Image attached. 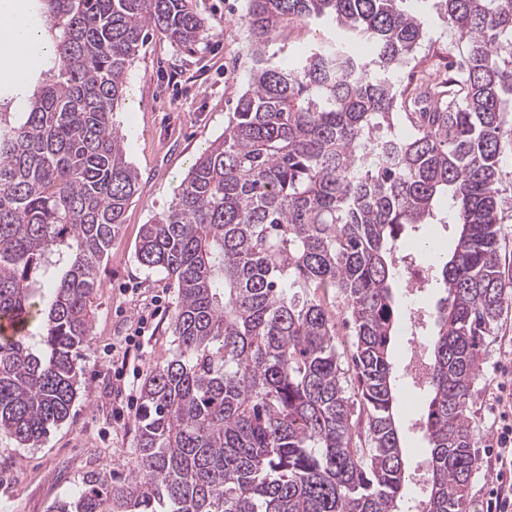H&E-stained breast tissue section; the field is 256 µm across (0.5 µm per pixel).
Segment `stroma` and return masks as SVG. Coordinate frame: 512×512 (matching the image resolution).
<instances>
[{
  "mask_svg": "<svg viewBox=\"0 0 512 512\" xmlns=\"http://www.w3.org/2000/svg\"><path fill=\"white\" fill-rule=\"evenodd\" d=\"M209 27L200 49L186 52L165 38L150 36L133 62L127 92L114 112L126 132L127 157L139 174V190L130 200L124 221L100 264V288L91 298V341L81 348V389L67 421L54 427L36 446L23 448L0 435V512H49L60 498L74 492L82 476L106 470L114 482L129 475L128 458L136 442L140 392L116 389L112 352L128 336L143 329L140 373L165 359L172 347L171 318L177 290L165 274L147 270L135 247L143 224L166 209L199 154L219 137L232 119L239 97L248 88L254 65L252 42L243 21L245 0H194ZM324 24H289L284 38L275 39L268 53L294 57L330 37ZM409 239L425 243L416 261L429 268L453 251L456 227L422 224ZM401 320L393 346V370L410 404L401 405L403 444L410 475L408 497H415L416 476L427 440L417 421L426 407L423 386H412L405 374L410 353L409 318L420 313L423 339L435 332V308L444 297L441 283L429 282L415 296L403 294L396 280ZM479 380L470 401L475 451L481 459L469 490L470 512H485L493 470L484 457L494 436L497 410L491 397L497 387L512 391V306L504 308L487 338Z\"/></svg>",
  "mask_w": 512,
  "mask_h": 512,
  "instance_id": "1",
  "label": "stroma"
}]
</instances>
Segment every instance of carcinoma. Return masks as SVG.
<instances>
[{
  "label": "carcinoma",
  "mask_w": 512,
  "mask_h": 512,
  "mask_svg": "<svg viewBox=\"0 0 512 512\" xmlns=\"http://www.w3.org/2000/svg\"><path fill=\"white\" fill-rule=\"evenodd\" d=\"M257 65L235 118L194 162L136 257L177 288L175 347L141 387L131 478L94 472L51 512H401L405 448L392 378V288L406 231L457 238L434 268L419 419L429 448L417 512H469L479 468L469 400L512 304L499 264L512 220V0H434L459 47L439 82L410 0H245ZM54 54L0 87V433L33 447L68 419L99 269L139 175L113 121L153 29L189 52L192 0H33ZM288 21L336 34L288 63ZM343 299L342 366L323 302Z\"/></svg>",
  "instance_id": "1"
}]
</instances>
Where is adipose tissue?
<instances>
[{
  "label": "adipose tissue",
  "mask_w": 512,
  "mask_h": 512,
  "mask_svg": "<svg viewBox=\"0 0 512 512\" xmlns=\"http://www.w3.org/2000/svg\"><path fill=\"white\" fill-rule=\"evenodd\" d=\"M23 2L0 0V75L8 78H21L47 52L34 33L19 25Z\"/></svg>",
  "instance_id": "obj_1"
}]
</instances>
